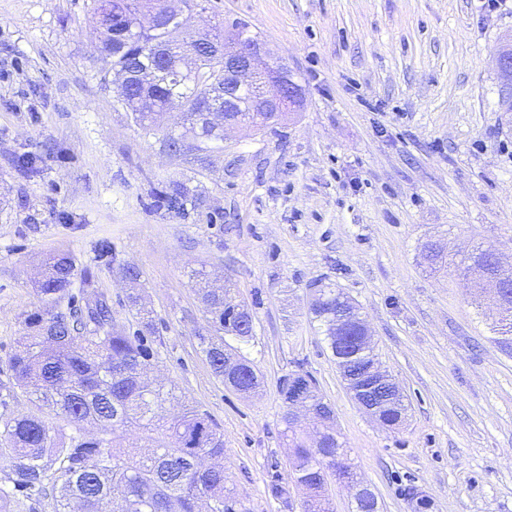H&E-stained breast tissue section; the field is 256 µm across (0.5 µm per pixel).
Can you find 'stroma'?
Returning a JSON list of instances; mask_svg holds the SVG:
<instances>
[{"label": "stroma", "mask_w": 512, "mask_h": 512, "mask_svg": "<svg viewBox=\"0 0 512 512\" xmlns=\"http://www.w3.org/2000/svg\"><path fill=\"white\" fill-rule=\"evenodd\" d=\"M92 0H0V384L38 261L68 252L93 268L116 323L134 326L130 284L154 313L149 375L175 389L162 417L191 405L224 435V473L243 512H302L268 496L290 480L280 382H317L380 512H512V355L492 301H475L455 264L430 272L426 243L460 256L492 248L512 271V112L493 65L512 38V0H206L191 30L239 22L307 92L276 130L228 132L210 156L146 132L106 79ZM185 181L206 217L155 208L152 189ZM112 264L96 260L102 241ZM232 284L254 317L242 350L264 384L242 396L199 350L210 324L191 270ZM332 283L370 328L379 362L409 402L388 428L346 388L309 305Z\"/></svg>", "instance_id": "1"}]
</instances>
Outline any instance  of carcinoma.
<instances>
[{
    "mask_svg": "<svg viewBox=\"0 0 512 512\" xmlns=\"http://www.w3.org/2000/svg\"><path fill=\"white\" fill-rule=\"evenodd\" d=\"M160 0H93L92 20L104 29L101 52L111 66L136 71L152 64L142 55L143 44L171 43L179 50L198 47L187 26L177 22L167 28L155 24L152 14ZM201 77L173 72L151 91L156 108L140 112L127 106L145 131L159 126L168 109L178 108L194 117L190 131L198 141L197 151H212L210 143L224 140V131L214 130L201 112L206 90ZM237 97L244 111L232 117L260 130L277 122L271 112H252L254 90L243 88ZM160 209L187 219L200 214L201 199L186 184L172 182L154 191ZM191 277L210 315L211 330L198 336L200 352L219 380H224L228 349L224 336L247 342L242 330L251 313L239 311L229 288L205 285V273ZM93 287L90 270H78L66 253H54L41 263L36 294L40 308L24 319L23 331L10 357L14 388L0 392L6 408L14 389L34 397L38 407H47L60 422L50 423L39 415H19L0 421V457L10 460L9 486L0 487V512H42L52 501V512H237V500L227 487L224 466V434L192 408L169 421L158 410L173 398L166 385L143 377L144 366L158 359L148 343L156 325L139 308V297L129 295V304L139 315L134 332L118 325L112 307L101 295L88 294ZM511 304L502 319L501 348L512 351V288L503 290ZM310 313L328 340L331 351L345 357L347 370L361 378L363 324L359 314L340 302L330 284L317 285ZM317 411L322 428L315 445L298 437L286 423L293 448L290 462L294 483L303 488V512H332L326 497V478L355 482L356 473L344 459L345 450L331 426L334 411L325 406L318 390L307 397ZM408 407L401 401L382 412V423L399 425ZM96 424L101 435L88 436L85 426ZM144 434L162 431L164 438L152 448H117L106 434L117 430Z\"/></svg>",
    "mask_w": 512,
    "mask_h": 512,
    "instance_id": "obj_1",
    "label": "carcinoma"
}]
</instances>
